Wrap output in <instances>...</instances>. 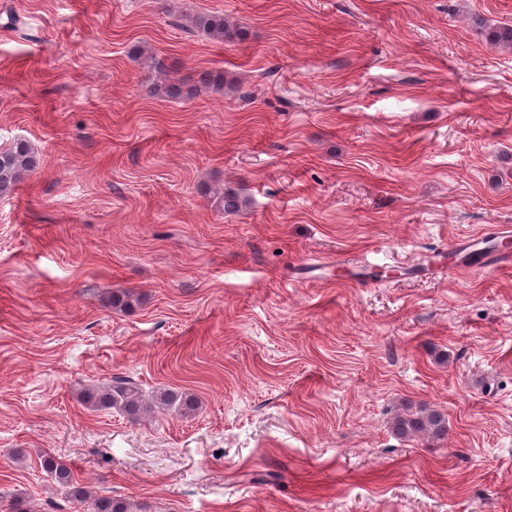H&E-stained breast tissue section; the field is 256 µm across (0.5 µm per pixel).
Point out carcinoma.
I'll return each mask as SVG.
<instances>
[{"mask_svg":"<svg viewBox=\"0 0 512 512\" xmlns=\"http://www.w3.org/2000/svg\"><path fill=\"white\" fill-rule=\"evenodd\" d=\"M193 24L216 41L224 42L237 35V31L222 15L202 14L193 19ZM487 37L499 47L512 49V25L490 26ZM39 168L40 158L25 140L18 139L9 147L0 149V196L12 193ZM81 402L91 411L114 409L131 419L157 410L189 416L198 408V399L191 392L160 389L147 396L134 382L123 376H114L111 382L86 390L81 395ZM391 429L396 436L408 440L423 437L441 441L448 438V418L439 410H422L394 417ZM39 464L54 483L70 490L74 496L91 495V491L79 486L71 468L60 458L46 452L40 456ZM93 508L94 512H145L146 506L98 496L94 499Z\"/></svg>","mask_w":512,"mask_h":512,"instance_id":"cac0c4a2","label":"carcinoma"}]
</instances>
